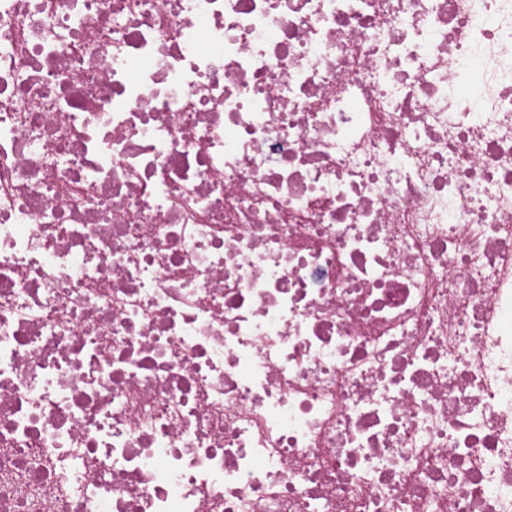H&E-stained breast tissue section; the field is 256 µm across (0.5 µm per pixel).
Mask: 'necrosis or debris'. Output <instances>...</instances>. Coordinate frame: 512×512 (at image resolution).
<instances>
[{
	"instance_id": "4bbe7bcc",
	"label": "necrosis or debris",
	"mask_w": 512,
	"mask_h": 512,
	"mask_svg": "<svg viewBox=\"0 0 512 512\" xmlns=\"http://www.w3.org/2000/svg\"><path fill=\"white\" fill-rule=\"evenodd\" d=\"M0 512H512V0H0Z\"/></svg>"
}]
</instances>
